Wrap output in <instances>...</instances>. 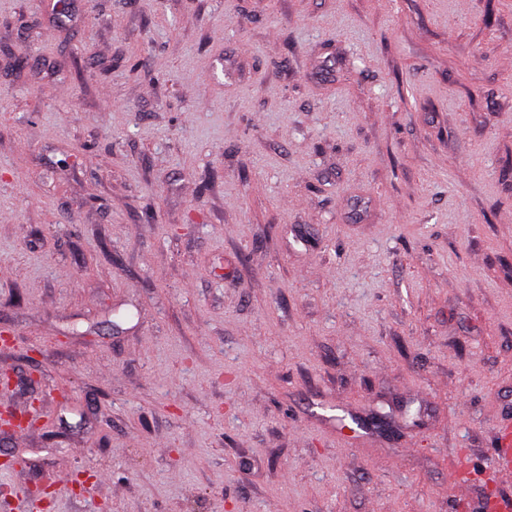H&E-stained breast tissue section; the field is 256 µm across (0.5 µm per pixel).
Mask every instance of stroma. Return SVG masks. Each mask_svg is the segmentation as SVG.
Instances as JSON below:
<instances>
[{"label":"stroma","mask_w":512,"mask_h":512,"mask_svg":"<svg viewBox=\"0 0 512 512\" xmlns=\"http://www.w3.org/2000/svg\"><path fill=\"white\" fill-rule=\"evenodd\" d=\"M1 331L0 512L481 498L512 0H0Z\"/></svg>","instance_id":"35a3bbf8"}]
</instances>
